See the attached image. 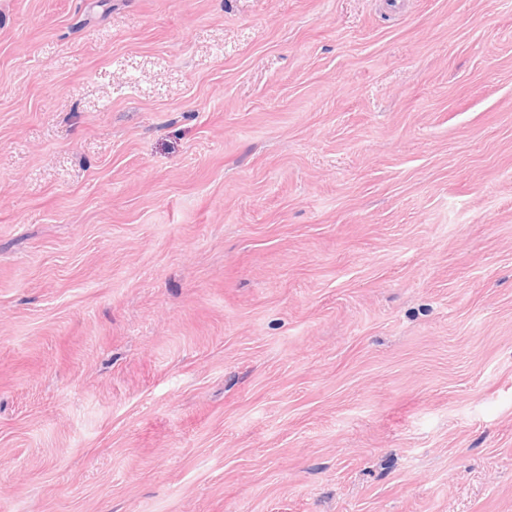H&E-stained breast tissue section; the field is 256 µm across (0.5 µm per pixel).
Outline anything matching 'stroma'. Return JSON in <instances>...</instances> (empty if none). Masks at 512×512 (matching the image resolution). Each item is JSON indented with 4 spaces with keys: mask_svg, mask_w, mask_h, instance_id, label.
Segmentation results:
<instances>
[{
    "mask_svg": "<svg viewBox=\"0 0 512 512\" xmlns=\"http://www.w3.org/2000/svg\"><path fill=\"white\" fill-rule=\"evenodd\" d=\"M0 512H512V0H0Z\"/></svg>",
    "mask_w": 512,
    "mask_h": 512,
    "instance_id": "35a3bbf8",
    "label": "stroma"
}]
</instances>
